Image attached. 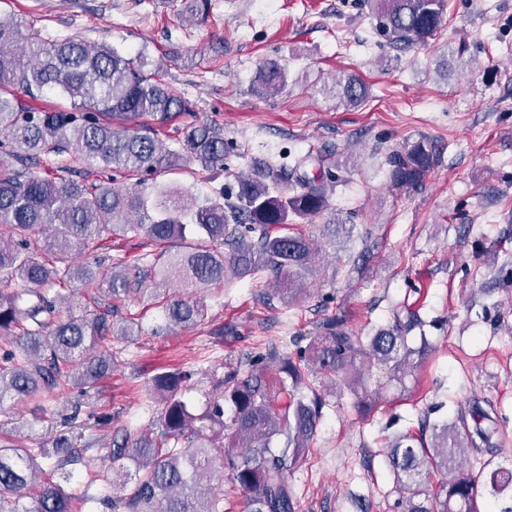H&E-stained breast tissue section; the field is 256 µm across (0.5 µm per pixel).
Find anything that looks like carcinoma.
Wrapping results in <instances>:
<instances>
[{
    "label": "carcinoma",
    "instance_id": "obj_1",
    "mask_svg": "<svg viewBox=\"0 0 512 512\" xmlns=\"http://www.w3.org/2000/svg\"><path fill=\"white\" fill-rule=\"evenodd\" d=\"M378 33L399 49L426 45L442 26L447 0H366ZM210 0H187L184 13L207 17ZM144 52L129 57L111 46L83 40H48L15 16L0 13V132L18 168L0 170V272L15 280L0 292V337L13 349L0 358V407L6 398L28 400L41 391L71 384L88 394L112 375L109 347L112 311L141 291V277L122 260L99 275L101 259L76 262L78 244L88 249L120 234L142 235L168 249L153 266L157 286L172 287L158 301L166 323L191 328L206 316L193 290L267 272L274 294L294 303L316 271L319 251L312 239L290 228L288 217L311 219L326 211L329 196L342 182L343 166L329 155L307 154L291 165L269 162L236 179V189L221 202L199 199L175 186L119 189L103 181L88 187L74 180L46 178L29 170L41 156L69 153L101 172L152 175L182 167L184 158L210 171L224 166L222 130L187 123L181 133L185 153L163 147L155 125L189 111L188 102L147 68ZM285 82V69L267 61L256 72V90L273 95ZM369 87L355 76L344 80L345 102L356 105ZM52 91L70 99L69 109H34L21 96ZM436 155L424 138L387 157L389 179L397 189L421 185ZM96 284L95 312L63 307L56 285ZM423 326L412 312L395 316L363 343L339 317L325 319L298 358L278 362V391L264 369L246 376L228 372L202 412L182 399L188 376L163 372L152 378L161 403L153 428L120 429L105 448L112 482L132 481L129 493L109 499L125 512H224L217 480L229 473L248 493L247 512H297L288 485V464L297 461L313 439L325 398L314 388L302 393L311 375L331 376L358 393L366 371L401 381L420 364L429 348L408 345L407 335ZM233 414L224 425V406ZM397 435L386 461L399 493L400 512H482L478 498L512 494V469L483 461L474 471L470 456L492 452L491 433L468 429L459 418L432 423ZM231 429L230 446L224 429ZM285 438L282 448L275 447ZM63 454L57 468L77 461L82 450L68 431L55 435L51 448H26L0 436V512H76L74 497L50 478H39L41 460ZM441 475L434 490L425 474ZM30 498V507L19 506Z\"/></svg>",
    "mask_w": 512,
    "mask_h": 512
}]
</instances>
